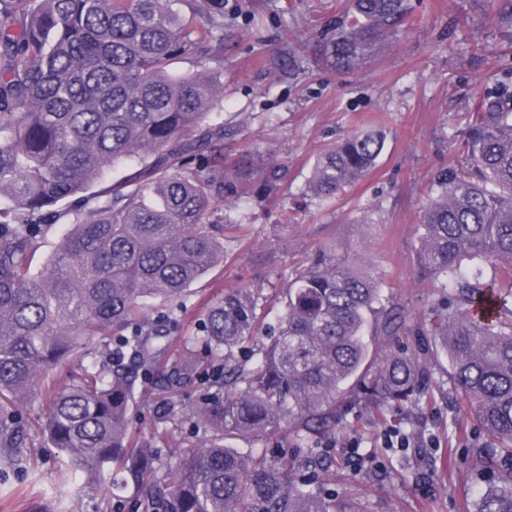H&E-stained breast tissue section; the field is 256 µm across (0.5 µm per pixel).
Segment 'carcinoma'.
<instances>
[{"label": "carcinoma", "instance_id": "carcinoma-1", "mask_svg": "<svg viewBox=\"0 0 512 512\" xmlns=\"http://www.w3.org/2000/svg\"><path fill=\"white\" fill-rule=\"evenodd\" d=\"M178 0H0V449L27 447L17 407L48 395L46 440L66 456L56 492L112 478L133 512H362L321 488L314 456L345 415L356 383L374 402L429 403L428 353L394 351L369 365L367 336H395L402 315L380 308L377 278L336 246L288 281L277 324L259 296L236 288L204 311L169 357L174 313L188 287L224 258V227L207 223L236 193L221 144L204 125L222 106L215 71L172 65L204 44L223 56V21L206 27ZM406 0H351L323 46L338 72L359 66L407 13ZM380 126L318 155L310 190L323 202L364 177L381 155ZM465 161L439 171L422 210V275L445 279L430 330L453 390L494 446L474 459L491 474L476 512H512V88L479 96ZM138 167L94 192L108 167ZM44 265L33 261L61 218ZM493 269L483 279L480 264ZM159 301L149 317L145 301ZM158 390L147 436L130 411L139 379ZM198 384L186 407L182 388ZM201 434L176 442L177 430ZM284 429L296 451H241ZM175 444L163 462L156 449Z\"/></svg>", "mask_w": 512, "mask_h": 512}]
</instances>
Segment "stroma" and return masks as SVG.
I'll use <instances>...</instances> for the list:
<instances>
[{
    "mask_svg": "<svg viewBox=\"0 0 512 512\" xmlns=\"http://www.w3.org/2000/svg\"><path fill=\"white\" fill-rule=\"evenodd\" d=\"M503 0H408L401 26L355 71L341 74L320 47L342 20L350 0H180V10L204 24L224 16V55L216 69L223 108L210 124H230L224 154L245 168L280 167L276 196L259 179L245 181L241 198L221 202L209 218L224 225V260L191 285L181 313L191 334L206 305L232 288L259 293L266 322L282 310V289L309 259L336 244L350 262L370 264L386 307H405L396 336L375 337L374 361L397 345L415 346L441 291L414 272L421 210L435 175L461 158L475 101L512 73V24L501 23ZM301 38L304 48L289 45ZM380 121L387 129L375 167L331 203L310 192L316 156L336 138ZM448 360L439 356L433 404L415 408L358 404L336 428V464L327 488L360 500L365 512H475L482 484L470 472L477 448L490 439L476 428L459 433L463 418L448 395ZM48 400L33 395L21 406L30 446L22 461L0 463V512H66L54 485L63 453L41 434ZM396 425L438 440L424 454L381 445ZM358 441L363 459L351 468L344 447Z\"/></svg>",
    "mask_w": 512,
    "mask_h": 512,
    "instance_id": "stroma-1",
    "label": "stroma"
}]
</instances>
